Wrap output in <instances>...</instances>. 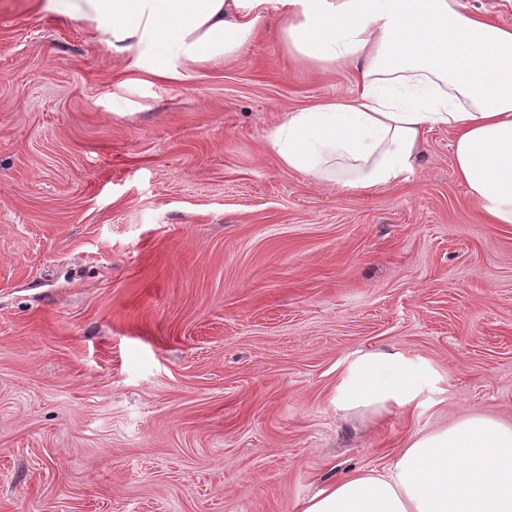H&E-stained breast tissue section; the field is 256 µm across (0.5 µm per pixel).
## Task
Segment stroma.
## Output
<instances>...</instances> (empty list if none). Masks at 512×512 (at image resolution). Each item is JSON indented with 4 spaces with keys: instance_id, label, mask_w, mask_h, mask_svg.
Instances as JSON below:
<instances>
[{
    "instance_id": "obj_1",
    "label": "stroma",
    "mask_w": 512,
    "mask_h": 512,
    "mask_svg": "<svg viewBox=\"0 0 512 512\" xmlns=\"http://www.w3.org/2000/svg\"><path fill=\"white\" fill-rule=\"evenodd\" d=\"M43 0H0V512H300L468 413L512 423V225L424 135L406 181L311 183L267 152L349 94L267 25L226 64L140 72ZM432 379L346 418L358 352Z\"/></svg>"
}]
</instances>
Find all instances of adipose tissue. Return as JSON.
<instances>
[{
  "label": "adipose tissue",
  "instance_id": "obj_1",
  "mask_svg": "<svg viewBox=\"0 0 512 512\" xmlns=\"http://www.w3.org/2000/svg\"><path fill=\"white\" fill-rule=\"evenodd\" d=\"M269 0H46L145 73L238 58ZM272 33L289 60L353 74L350 95L271 127L268 151L313 183L363 192L407 179L424 133L454 135L452 170L490 224L512 225V27L463 0H288ZM430 370L398 351L347 366L336 407L381 419L414 404ZM301 512H512V425L473 414L409 436L390 469L328 483Z\"/></svg>",
  "mask_w": 512,
  "mask_h": 512
}]
</instances>
